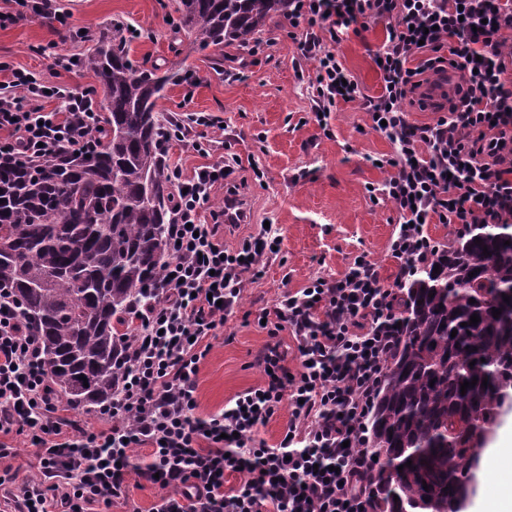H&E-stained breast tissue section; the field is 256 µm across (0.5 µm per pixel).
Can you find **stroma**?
Instances as JSON below:
<instances>
[{
	"instance_id": "35a3bbf8",
	"label": "stroma",
	"mask_w": 512,
	"mask_h": 512,
	"mask_svg": "<svg viewBox=\"0 0 512 512\" xmlns=\"http://www.w3.org/2000/svg\"><path fill=\"white\" fill-rule=\"evenodd\" d=\"M74 26L84 28L80 38L53 30L47 19L24 16L0 28V61L34 73L43 81L64 82L77 89L92 87L82 69L66 71L55 57L86 56L101 33L117 27L131 29L127 39L134 64L177 73L159 102L160 114L206 112L224 126L228 152L239 159L231 183L250 206L247 223L224 227V241L236 245L272 224L280 237V251L264 263L261 277L249 281L236 312L201 365L196 397L197 413L222 411L225 403L260 384L254 359L268 339L255 315L272 305L285 290L304 287L319 275H339L355 257L375 262L386 283H394L398 266L389 253L397 213L387 202H374L369 187L388 176L373 158L394 148L372 129L357 104L334 108L324 134L314 117L309 87L312 65L303 59L288 35V20H270L257 36L261 49L235 46H191L178 29L179 0H58ZM383 25L349 34L334 50L366 94L377 95L381 77L371 52L384 40ZM239 72L226 80L227 70ZM199 82L187 89L186 73ZM263 178H256L255 170Z\"/></svg>"
}]
</instances>
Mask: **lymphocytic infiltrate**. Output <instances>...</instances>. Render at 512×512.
<instances>
[{
	"mask_svg": "<svg viewBox=\"0 0 512 512\" xmlns=\"http://www.w3.org/2000/svg\"><path fill=\"white\" fill-rule=\"evenodd\" d=\"M379 23L386 36L373 57L383 86L370 96L331 46ZM288 25L300 30L299 50L313 64L318 124L339 103H354L394 146L380 159L389 177L369 193L399 215L389 249L400 277L432 255L427 225L512 222V0H289ZM447 73L455 82L436 122H410V109L425 103L419 89ZM52 100L56 108L47 109ZM98 106L94 90L49 84L1 61L0 157L90 149ZM214 125L206 112L167 116L160 156L176 141L214 153L222 140L190 137ZM232 168L220 160L188 179L179 166L164 167L181 191L167 229L170 258L151 302L129 310L133 337L120 354V387L99 409L105 429L63 416L39 340L24 330L11 292L0 289V437L34 440L39 472L9 492L8 512H109L133 474L165 489L152 512H367L374 463L360 424L395 343L396 319L393 290L367 257L261 308L269 337L256 359L261 384L222 412L196 413L211 340L279 244L264 227L229 247L219 225L201 222ZM285 330L296 342L293 370L284 365ZM285 402L288 427L267 445L258 430ZM144 446L149 460L136 463L132 451ZM231 474L240 480L228 488Z\"/></svg>",
	"mask_w": 512,
	"mask_h": 512,
	"instance_id": "lymphocytic-infiltrate-1",
	"label": "lymphocytic infiltrate"
}]
</instances>
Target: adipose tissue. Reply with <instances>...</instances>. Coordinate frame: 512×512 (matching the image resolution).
Wrapping results in <instances>:
<instances>
[{
    "mask_svg": "<svg viewBox=\"0 0 512 512\" xmlns=\"http://www.w3.org/2000/svg\"><path fill=\"white\" fill-rule=\"evenodd\" d=\"M481 473L493 476L480 484L468 512H512V424L499 430L483 455Z\"/></svg>",
    "mask_w": 512,
    "mask_h": 512,
    "instance_id": "ef3b65f1",
    "label": "adipose tissue"
}]
</instances>
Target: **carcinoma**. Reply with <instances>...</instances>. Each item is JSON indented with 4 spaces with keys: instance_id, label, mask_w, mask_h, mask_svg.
Segmentation results:
<instances>
[{
    "instance_id": "carcinoma-1",
    "label": "carcinoma",
    "mask_w": 512,
    "mask_h": 512,
    "mask_svg": "<svg viewBox=\"0 0 512 512\" xmlns=\"http://www.w3.org/2000/svg\"><path fill=\"white\" fill-rule=\"evenodd\" d=\"M180 5L179 26L200 49L245 45L288 14V0ZM80 66L105 92L96 147L0 158V289L20 300L45 373L76 409L112 400L130 301L167 261L175 208L156 147L157 103L170 77L134 65L116 36H101ZM507 240L512 224H470L398 285L397 340L366 421L367 451L377 457L370 512H459L512 389ZM473 314L480 322L470 325Z\"/></svg>"
}]
</instances>
